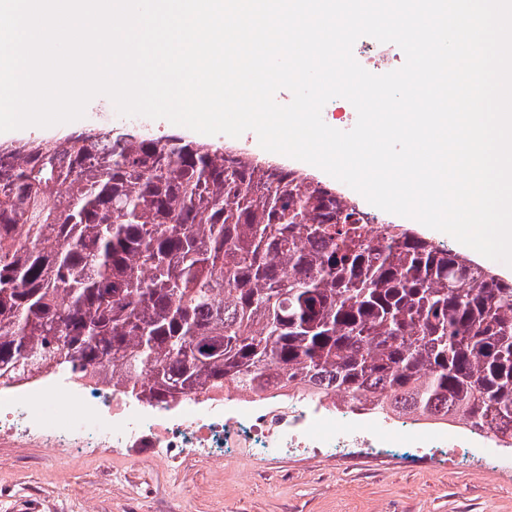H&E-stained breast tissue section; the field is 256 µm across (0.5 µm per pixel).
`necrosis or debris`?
<instances>
[{"instance_id":"obj_1","label":"necrosis or debris","mask_w":512,"mask_h":512,"mask_svg":"<svg viewBox=\"0 0 512 512\" xmlns=\"http://www.w3.org/2000/svg\"><path fill=\"white\" fill-rule=\"evenodd\" d=\"M302 389H274L255 395L233 388L201 393L192 405L174 410L148 403L131 406L111 384L93 381L84 389L42 383L29 375L0 392V440L22 442L40 437L48 448L94 452L105 444L130 449H165L178 460L200 450L287 448L309 458L339 448H357L375 456L396 446L418 449L426 462L442 453L479 461L485 449H497L498 470L512 477V458L502 454L504 438L466 424L393 417L379 429L370 410L339 403L335 395L307 405Z\"/></svg>"}]
</instances>
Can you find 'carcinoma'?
Wrapping results in <instances>:
<instances>
[{"mask_svg":"<svg viewBox=\"0 0 512 512\" xmlns=\"http://www.w3.org/2000/svg\"><path fill=\"white\" fill-rule=\"evenodd\" d=\"M3 154L0 384L110 370L167 405L278 378L512 432V279L402 224L370 241L336 188L218 143L99 129Z\"/></svg>","mask_w":512,"mask_h":512,"instance_id":"carcinoma-1","label":"carcinoma"}]
</instances>
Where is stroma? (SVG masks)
Wrapping results in <instances>:
<instances>
[{
  "label": "stroma",
  "mask_w": 512,
  "mask_h": 512,
  "mask_svg": "<svg viewBox=\"0 0 512 512\" xmlns=\"http://www.w3.org/2000/svg\"><path fill=\"white\" fill-rule=\"evenodd\" d=\"M114 109L98 96L79 120L0 133V143L100 127ZM216 140L335 184L318 167L265 151L255 132ZM0 512H512V479L488 466L429 465L408 448L303 460L235 451L176 464L159 453L134 460L121 448L54 450L32 438L0 443Z\"/></svg>",
  "instance_id": "1"
}]
</instances>
